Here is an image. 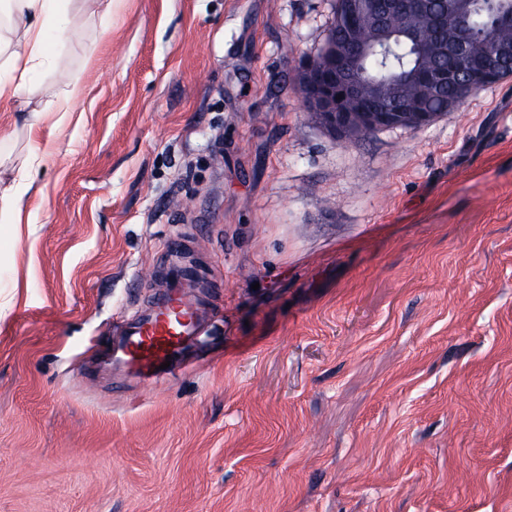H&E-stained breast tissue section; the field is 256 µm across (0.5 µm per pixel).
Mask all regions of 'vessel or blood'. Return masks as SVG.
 I'll return each mask as SVG.
<instances>
[{
	"label": "vessel or blood",
	"instance_id": "b4317fda",
	"mask_svg": "<svg viewBox=\"0 0 512 512\" xmlns=\"http://www.w3.org/2000/svg\"><path fill=\"white\" fill-rule=\"evenodd\" d=\"M199 286L194 273L177 266L170 268L161 293L151 304L114 324L103 369L154 381L167 357H178L215 318L214 309L197 297Z\"/></svg>",
	"mask_w": 512,
	"mask_h": 512
}]
</instances>
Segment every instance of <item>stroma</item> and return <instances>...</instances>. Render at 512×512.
Masks as SVG:
<instances>
[{"label": "stroma", "mask_w": 512, "mask_h": 512, "mask_svg": "<svg viewBox=\"0 0 512 512\" xmlns=\"http://www.w3.org/2000/svg\"><path fill=\"white\" fill-rule=\"evenodd\" d=\"M0 106V512H512V78L338 139L302 59L332 0H81ZM214 308L193 364L96 367L168 241ZM79 78H75L72 82V89L66 91L63 96H56L50 100H47L42 108L36 112L37 114H41V116H48L55 113H62L60 119H63L68 115V113L73 112L74 109L71 105V97L76 90ZM59 119V120H60ZM46 151L39 147L32 148L26 158V167L30 174L31 171L41 167L46 161ZM27 172H18L12 179V184L0 188V222L16 221L20 218L24 196L30 189L32 181H29Z\"/></svg>", "instance_id": "35a3bbf8"}]
</instances>
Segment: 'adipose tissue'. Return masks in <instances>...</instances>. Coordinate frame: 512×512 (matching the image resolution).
<instances>
[{
  "mask_svg": "<svg viewBox=\"0 0 512 512\" xmlns=\"http://www.w3.org/2000/svg\"><path fill=\"white\" fill-rule=\"evenodd\" d=\"M64 0H0V24L10 33L0 40V102L42 100L41 115L67 114L72 110L70 95L44 99L40 76L53 58L62 28L59 19ZM46 161V152L30 150L25 171L17 173L11 185L0 189V221L18 220L24 196L30 189L29 173Z\"/></svg>",
  "mask_w": 512,
  "mask_h": 512,
  "instance_id": "adipose-tissue-1",
  "label": "adipose tissue"
}]
</instances>
